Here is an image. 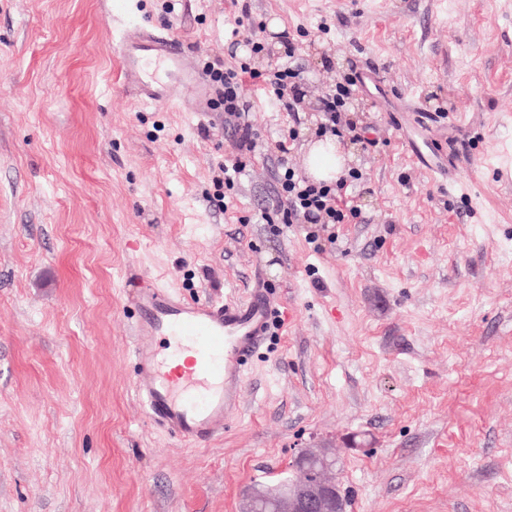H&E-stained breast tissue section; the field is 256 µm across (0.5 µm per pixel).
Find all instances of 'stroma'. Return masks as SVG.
<instances>
[{"instance_id":"35a3bbf8","label":"stroma","mask_w":512,"mask_h":512,"mask_svg":"<svg viewBox=\"0 0 512 512\" xmlns=\"http://www.w3.org/2000/svg\"><path fill=\"white\" fill-rule=\"evenodd\" d=\"M141 22L198 68H252L260 139L234 187L213 183L223 114L121 86ZM290 59L302 175L324 92L363 78L346 116L377 144L340 142L349 223L264 219L288 115L258 77ZM144 277L278 305L207 447L134 391ZM317 446L348 512H512V0H0V512H238Z\"/></svg>"}]
</instances>
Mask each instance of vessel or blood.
<instances>
[{
    "instance_id": "1",
    "label": "vessel or blood",
    "mask_w": 512,
    "mask_h": 512,
    "mask_svg": "<svg viewBox=\"0 0 512 512\" xmlns=\"http://www.w3.org/2000/svg\"><path fill=\"white\" fill-rule=\"evenodd\" d=\"M119 80L138 101L206 114L212 89L180 40L143 25L124 27L116 44ZM134 389L149 417L177 440L204 445L233 422L243 396L242 364L264 342L274 304L257 288L242 301H185L155 281L136 297ZM193 352L188 370L165 369L161 344Z\"/></svg>"
}]
</instances>
